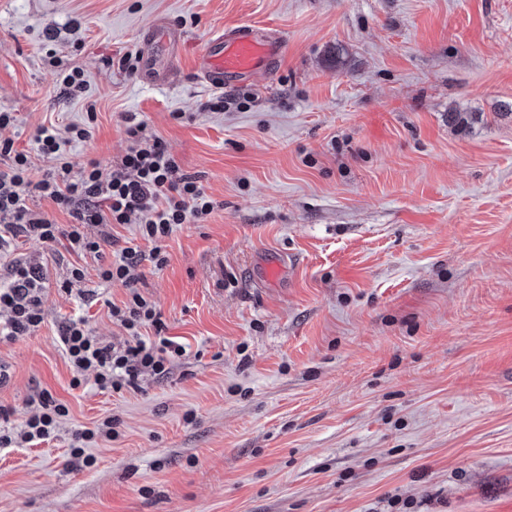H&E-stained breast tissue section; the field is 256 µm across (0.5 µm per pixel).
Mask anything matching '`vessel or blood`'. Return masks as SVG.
<instances>
[{
  "mask_svg": "<svg viewBox=\"0 0 512 512\" xmlns=\"http://www.w3.org/2000/svg\"><path fill=\"white\" fill-rule=\"evenodd\" d=\"M286 50L283 37L240 24L211 33L193 57L198 80L216 91L246 86L275 68Z\"/></svg>",
  "mask_w": 512,
  "mask_h": 512,
  "instance_id": "vessel-or-blood-1",
  "label": "vessel or blood"
}]
</instances>
